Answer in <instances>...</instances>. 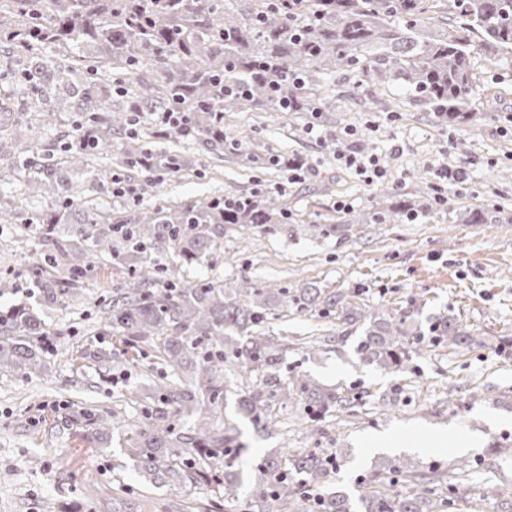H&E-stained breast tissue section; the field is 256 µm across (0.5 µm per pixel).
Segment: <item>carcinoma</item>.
<instances>
[{"mask_svg": "<svg viewBox=\"0 0 512 512\" xmlns=\"http://www.w3.org/2000/svg\"><path fill=\"white\" fill-rule=\"evenodd\" d=\"M431 8L430 0H295L291 9L287 0H252L243 12L223 0H0V40L28 58L13 73L28 96L25 120L39 127L51 116L39 83L46 66L58 107L85 113L80 132L60 139L53 162L31 165L23 158L28 148L19 144L9 152L28 171L29 190L47 202L33 224L51 237L52 252L28 274L40 283L45 305L64 308L82 300L95 257L126 268L128 277L112 289L104 332L119 338L124 353L152 356L179 379L174 388L145 384L142 416L125 421L123 447L150 485H173L190 496L202 485L211 488L202 512H212L220 498L224 509L237 512L243 494L250 512H445L448 501L432 489L438 469L424 472L411 458L376 459L351 495L331 486L347 457L343 448L257 457L243 489L237 424L225 416L224 398L233 377L249 380L250 388L236 391L237 412L261 432L284 411L315 421L347 408L339 390L305 373L281 379L285 337L261 329L275 308L333 317L335 329L359 334L360 363L387 374L404 371L426 334L450 349L468 348L476 337L451 316L415 329L409 310L367 307L352 293L314 282L288 288L247 281L238 288L221 278L176 283L163 266H137V258L162 245L196 264L224 247V225L286 219L269 192L187 204L161 199L114 218L96 200L73 194L69 179L73 169L95 183L105 178L104 158L141 173L180 170L175 154L116 149L114 136L141 112L182 113L190 134L153 126L147 137L192 142L218 157L224 123L216 114L312 112V77L320 71H359L376 85L402 79L438 120L470 122L474 58L493 62L512 53V0H449L448 23L433 35L423 30ZM83 71L124 73L141 83V93L114 98L92 81L76 80ZM421 212L428 209L383 206L351 216V224L308 228L342 235L354 223L400 224ZM56 224H72L75 233L59 235ZM63 335L28 306L0 310V374L40 376ZM71 423L93 448L110 447L118 428L105 410H75Z\"/></svg>", "mask_w": 512, "mask_h": 512, "instance_id": "1", "label": "carcinoma"}]
</instances>
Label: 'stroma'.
<instances>
[{"instance_id": "stroma-1", "label": "stroma", "mask_w": 512, "mask_h": 512, "mask_svg": "<svg viewBox=\"0 0 512 512\" xmlns=\"http://www.w3.org/2000/svg\"><path fill=\"white\" fill-rule=\"evenodd\" d=\"M475 72L477 114L464 126L439 122L412 101L402 82L376 88L357 72L319 82V113L226 117L227 136H238L245 127L253 143L287 159L302 158L306 173L297 181L286 168L259 167L245 150L225 149L219 165L202 149L184 144L181 171L157 172L152 187L136 178L132 193L123 196L112 195L108 184L74 177L75 191L116 213L161 197L187 203L265 187L287 211V223L226 226L223 257L207 263L181 265L170 249L152 251L151 261L191 282L218 276L282 288L307 281L354 292L372 306L404 309L416 301L421 316H455L478 337L479 346L469 350L427 347L410 371L393 377L359 363L353 335L307 353L303 340L322 322L317 312L291 310L269 318L270 330H288L281 376L305 372L342 391L354 408L338 428L291 419L266 433L240 420L246 447L242 472H249L255 457L271 452L344 448L349 456L339 483L346 487L382 453L439 465L447 482L440 495H447L448 485L462 483L467 499L454 502L450 512H486L487 504L512 502V54H503L493 67L476 61ZM352 127L358 136L350 140L345 131ZM349 149L377 157L385 178L369 185L340 166L335 151ZM444 167L466 171L463 187L441 184L437 172ZM0 190L16 199L13 222L0 231V271L42 262V236L20 230L44 208V200L30 196L23 180L8 170L0 174ZM399 200L417 208L430 205L431 211L403 224H357L343 239L307 230L314 222L338 224ZM482 208L500 210L503 223L464 222V212ZM110 273L106 261H95L76 310L63 316L41 310L46 323L64 322L69 331L41 376L0 378V512H45L49 502L55 512H165L182 500L179 488L145 484L119 446L92 451L69 425L77 407H131L130 392L142 382L115 337L89 333L101 315ZM386 398L393 402L387 412L381 409ZM405 430L418 433L419 447L381 452L368 444L370 438ZM462 436L473 437L474 447L460 450ZM493 441L508 451L489 466L481 456ZM463 456L476 464L461 481L456 466Z\"/></svg>"}]
</instances>
